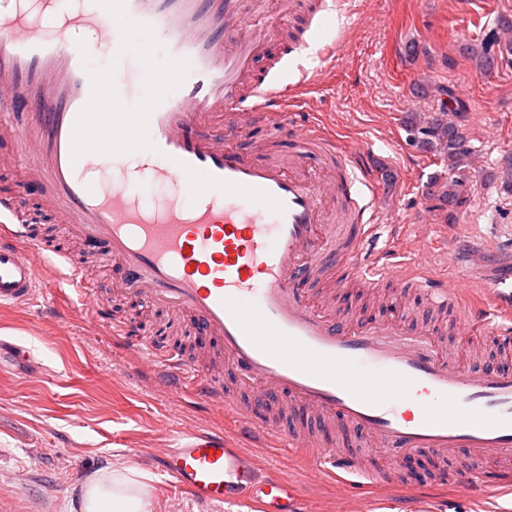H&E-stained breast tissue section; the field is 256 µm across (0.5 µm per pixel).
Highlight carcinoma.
<instances>
[{
	"label": "carcinoma",
	"instance_id": "carcinoma-1",
	"mask_svg": "<svg viewBox=\"0 0 512 512\" xmlns=\"http://www.w3.org/2000/svg\"><path fill=\"white\" fill-rule=\"evenodd\" d=\"M437 93L448 96L446 112H409L405 125L411 133H420L416 144L423 150L437 156L443 162L444 170L429 183V194L438 199L442 208L452 212L463 206L470 188L468 178L463 173L469 151L459 127L448 122V112H466L468 105L455 97L450 89L437 88Z\"/></svg>",
	"mask_w": 512,
	"mask_h": 512
}]
</instances>
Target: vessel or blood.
<instances>
[{
  "mask_svg": "<svg viewBox=\"0 0 512 512\" xmlns=\"http://www.w3.org/2000/svg\"><path fill=\"white\" fill-rule=\"evenodd\" d=\"M260 0H0V95L31 113L27 128L0 114V138L22 162L20 191L37 195L69 234L102 250L119 293L189 319L210 356L201 364L168 340L130 339L123 358L146 380L164 375L175 391L224 412L239 428L187 432L153 458L175 489L197 500L246 504L250 512H305L295 482L259 468L257 448L313 452L339 487L363 479L385 486L366 458L400 464L429 456L502 462L495 472H453L458 492L512 486V366L461 363L439 328L403 321L353 320L314 298L325 265L337 283L420 287L408 269L366 264L362 247L374 226L349 170L358 150L299 117L304 82L284 84L256 62L277 46L276 61L304 48L279 40L273 24L252 22ZM136 26L148 40L133 47ZM167 64L137 108L120 88L104 105L103 71L88 59L113 47L151 67L150 42ZM288 141L287 158L250 143L253 127ZM99 148L140 153L139 172L173 185L175 194L147 206L128 179L108 185L88 177L82 139ZM194 198L184 208L183 198ZM62 278L85 311L102 305L80 262L30 235L17 198L0 194V307L53 305L42 282ZM467 282L452 275L428 293L430 309L462 301ZM512 338V278L476 301L464 326ZM302 421L285 422L286 410Z\"/></svg>",
  "mask_w": 512,
  "mask_h": 512,
  "instance_id": "vessel-or-blood-1",
  "label": "vessel or blood"
}]
</instances>
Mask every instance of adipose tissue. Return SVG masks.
Here are the masks:
<instances>
[{"instance_id": "1", "label": "adipose tissue", "mask_w": 512, "mask_h": 512, "mask_svg": "<svg viewBox=\"0 0 512 512\" xmlns=\"http://www.w3.org/2000/svg\"><path fill=\"white\" fill-rule=\"evenodd\" d=\"M150 481L133 464L100 469L82 486V512H151Z\"/></svg>"}]
</instances>
